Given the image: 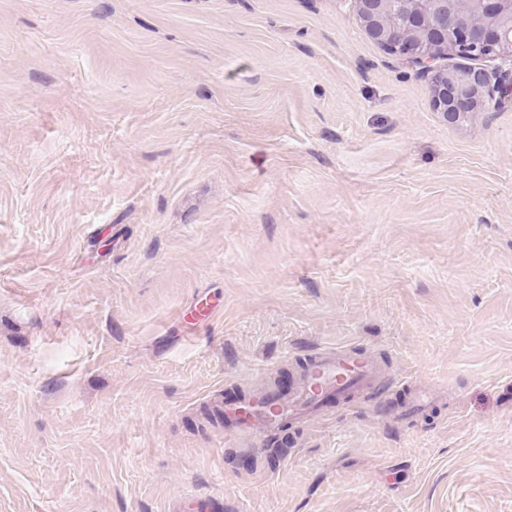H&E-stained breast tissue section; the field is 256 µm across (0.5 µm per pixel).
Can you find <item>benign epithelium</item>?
I'll return each instance as SVG.
<instances>
[{
	"mask_svg": "<svg viewBox=\"0 0 512 512\" xmlns=\"http://www.w3.org/2000/svg\"><path fill=\"white\" fill-rule=\"evenodd\" d=\"M364 35L426 76L434 109L450 124L473 119L512 90V0H354ZM472 64L456 71L441 56ZM492 61L486 69L474 62Z\"/></svg>",
	"mask_w": 512,
	"mask_h": 512,
	"instance_id": "7a95c632",
	"label": "benign epithelium"
}]
</instances>
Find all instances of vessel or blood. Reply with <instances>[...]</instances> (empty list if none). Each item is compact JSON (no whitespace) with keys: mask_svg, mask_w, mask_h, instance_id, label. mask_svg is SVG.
I'll list each match as a JSON object with an SVG mask.
<instances>
[{"mask_svg":"<svg viewBox=\"0 0 512 512\" xmlns=\"http://www.w3.org/2000/svg\"><path fill=\"white\" fill-rule=\"evenodd\" d=\"M379 376L376 354L363 347L323 350L308 359L299 382L288 392L272 389L233 400L215 397L207 407L223 421L225 436L268 443L280 435L288 421L308 417L328 400L345 401L358 390L373 388ZM166 512H225L224 499L190 491L173 497Z\"/></svg>","mask_w":512,"mask_h":512,"instance_id":"vessel-or-blood-1","label":"vessel or blood"}]
</instances>
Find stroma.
<instances>
[{"label": "stroma", "mask_w": 512, "mask_h": 512, "mask_svg": "<svg viewBox=\"0 0 512 512\" xmlns=\"http://www.w3.org/2000/svg\"><path fill=\"white\" fill-rule=\"evenodd\" d=\"M345 345L381 390L207 421ZM186 491L512 512V103L448 124L353 0H0V512Z\"/></svg>", "instance_id": "obj_1"}]
</instances>
